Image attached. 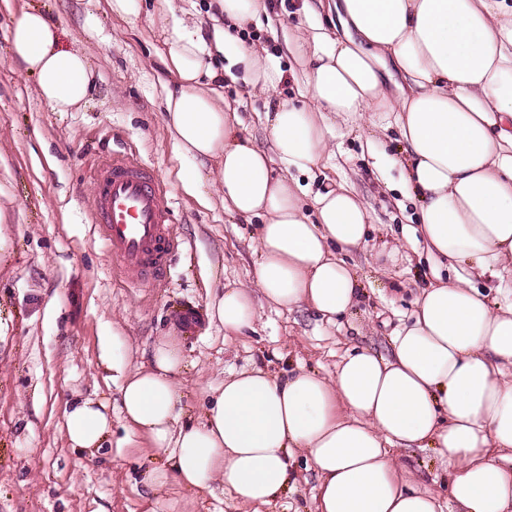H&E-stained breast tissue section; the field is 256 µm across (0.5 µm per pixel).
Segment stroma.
<instances>
[{"instance_id": "stroma-1", "label": "stroma", "mask_w": 512, "mask_h": 512, "mask_svg": "<svg viewBox=\"0 0 512 512\" xmlns=\"http://www.w3.org/2000/svg\"><path fill=\"white\" fill-rule=\"evenodd\" d=\"M267 17L248 31L254 45L286 71L275 96L250 90L239 67L214 41L224 16L217 0H174L159 22V0H134L131 14L113 13L110 0H0V512H145L149 502L174 500L179 512H234L222 489L196 496L177 481L154 492L142 481L154 451L126 431L119 412L102 448H72L65 411L73 400L119 397V382L102 363L113 340L129 348L128 369L147 362L155 344L176 338L190 364L177 381L187 412L197 418L231 372L260 366L278 376L304 368L334 373L353 347L387 353L391 330L410 323L415 299L434 265L414 237L420 212L404 188L396 129L371 131L337 120L330 156L299 180L314 198L346 181L368 203L372 226L350 255L363 285L359 304L337 324L307 309L292 312L260 303L253 328L225 338L210 310L225 287H253L256 222L224 212L221 195L204 184L206 201L186 194L182 156L164 121V100L175 82L159 52L175 30L200 28L207 65L224 71L217 87L235 101L241 136L268 147L264 114L271 100L299 103L297 64L288 43L299 29L322 23L304 16L298 0H272ZM46 13L61 43L88 57L89 102L54 111L33 76L12 63L10 31L22 10ZM121 155L149 169L165 190L180 241L162 283L121 271L101 242L92 216L93 175ZM398 458L421 488L440 498L448 490L431 450ZM296 480L260 512H315L317 478L298 457Z\"/></svg>"}]
</instances>
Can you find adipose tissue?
I'll return each instance as SVG.
<instances>
[{
  "label": "adipose tissue",
  "mask_w": 512,
  "mask_h": 512,
  "mask_svg": "<svg viewBox=\"0 0 512 512\" xmlns=\"http://www.w3.org/2000/svg\"><path fill=\"white\" fill-rule=\"evenodd\" d=\"M217 43L252 89L274 94L280 67L239 42L265 0H221ZM331 30L317 26L288 45L306 106H270L269 148L240 137L238 118L203 87L205 42L178 31L163 62L178 81L165 121L182 151L215 162L224 209L261 218L256 287H229L214 314L231 337L251 328L257 298L290 311L306 307L333 323L357 302L347 261L371 214L340 182L303 208L304 188L287 171H311L330 151L332 117L390 119L404 145L405 186L420 202L418 233L430 257L466 262L468 274L422 288L410 324L391 351L345 353L333 376L301 370L277 379L254 367L230 374L198 422L184 421L174 382L183 357L169 340L120 390L127 426L165 459L146 471L154 489L169 479L191 491L222 488L239 512H258L289 481L297 452L311 461L316 512H443L417 486L397 449H435L450 467L457 512H512V6L507 0H333ZM11 60L34 75L55 111L86 103V56L58 45L53 24L22 11L10 31ZM285 173L275 176L274 164ZM197 168L181 173L198 194ZM496 279L491 308L474 277ZM72 447H100L110 429L106 401L86 398L66 412Z\"/></svg>",
  "instance_id": "obj_1"
}]
</instances>
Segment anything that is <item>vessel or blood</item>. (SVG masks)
Here are the masks:
<instances>
[{
    "label": "vessel or blood",
    "mask_w": 512,
    "mask_h": 512,
    "mask_svg": "<svg viewBox=\"0 0 512 512\" xmlns=\"http://www.w3.org/2000/svg\"><path fill=\"white\" fill-rule=\"evenodd\" d=\"M95 182L96 218L113 261L139 279H159L177 246L165 194L145 169L122 159L103 162Z\"/></svg>",
    "instance_id": "vessel-or-blood-1"
}]
</instances>
